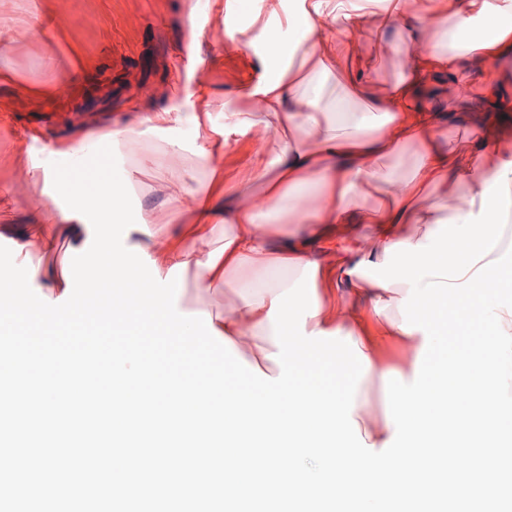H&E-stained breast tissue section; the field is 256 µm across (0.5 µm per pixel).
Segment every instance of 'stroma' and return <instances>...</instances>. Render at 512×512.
I'll use <instances>...</instances> for the list:
<instances>
[{"mask_svg":"<svg viewBox=\"0 0 512 512\" xmlns=\"http://www.w3.org/2000/svg\"><path fill=\"white\" fill-rule=\"evenodd\" d=\"M187 1L0 0V72L11 74L10 81H0V225H14L15 236H22L45 209L67 206L76 188L88 190L93 181L127 177L132 180L127 211L162 223L158 205L176 187L145 155L165 150L169 131L147 132L138 152L106 145L88 164L89 177L80 184L72 178L36 181L28 170L37 164L69 167L74 153H55V146L78 142L85 132L111 121H133L139 110L172 108L189 91L205 90L215 104L201 127L180 128L178 135L188 146L228 127L224 102L244 113L251 110L248 92L278 64L266 50L264 29L283 26L297 0H286V12L274 18L266 16L264 0H195L204 24L198 37L187 24ZM231 7L236 10L234 28L247 31L253 49L229 47L224 13ZM53 16L61 19L62 28L50 44L40 29ZM393 38L390 32L367 35L359 44L362 68L388 82L400 70L390 48ZM22 85L52 90L55 97L31 102L20 95ZM20 124L31 129V139L18 140ZM377 237L376 225L365 224L356 238L332 234L313 248L350 257V271L339 281L344 288L350 279L381 269V260L371 257L367 247ZM181 278L177 297L183 309L205 306L224 316L240 302L234 283L203 295L191 273Z\"/></svg>","mask_w":512,"mask_h":512,"instance_id":"1","label":"stroma"}]
</instances>
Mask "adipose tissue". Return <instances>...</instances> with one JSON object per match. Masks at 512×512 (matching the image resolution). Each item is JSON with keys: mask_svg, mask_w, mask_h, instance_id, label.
Segmentation results:
<instances>
[{"mask_svg": "<svg viewBox=\"0 0 512 512\" xmlns=\"http://www.w3.org/2000/svg\"><path fill=\"white\" fill-rule=\"evenodd\" d=\"M288 27L289 39L276 32L269 38L281 52L298 49L299 63L277 68L250 91L258 105L247 126L256 132L257 144L236 180L222 176L224 142L208 138L199 143L195 160L209 178L181 183L179 192L166 199V225L178 224L182 230L165 242L150 237L147 220L126 219L125 185L99 183L96 193L110 203L109 215L80 205L64 207L51 223H37L18 244L24 253L44 252L57 237H81L73 252L93 269V278L81 279L69 260L37 269L32 278L13 279L9 291L0 294V314L48 312L43 296L31 289L35 278L46 292L63 298L110 283L137 291L127 298L125 314L117 317V330L163 324L182 340L204 336L240 350L254 332L272 331L268 312L276 291L249 295L254 280L278 279L284 291L285 271L318 275L332 268L304 247L270 240L261 218L271 204L281 205L291 223L311 229L336 224L350 234L360 224L379 225L375 249L380 253L399 242L418 245L407 227L435 223L430 190L450 191L468 181L473 191L465 206L455 209L454 221L479 214L483 191L512 162V138L498 130L490 113L498 88L487 78L498 64L512 59V0H426L413 10L405 0H300ZM381 29L395 31L391 49L406 59L402 76L390 84L353 63L364 31ZM440 75L448 78L447 98L421 99L426 81ZM331 78L336 81L332 96L326 86ZM212 104V97L201 93L185 111L144 112L135 124H113L101 136L131 146L147 130H171L183 123L198 127ZM446 112L478 113L480 134L468 155L446 151L435 134ZM270 134L283 144L273 156L263 147ZM409 148L416 158L412 170L405 177L394 176L390 161ZM116 225L145 234L144 245L137 250L120 247L112 233ZM219 225L230 230L223 247L204 250ZM186 269L193 270L206 291L222 286L227 274H236L247 294L222 319L205 308L182 311L175 302L180 286L176 274ZM354 294L365 310L331 308L319 301L306 331L351 337L368 357L373 374L380 345L370 323L384 325L386 335L405 338L421 350L423 332L406 334L400 328L398 306L406 290L386 289L368 279Z\"/></svg>", "mask_w": 512, "mask_h": 512, "instance_id": "1", "label": "adipose tissue"}]
</instances>
